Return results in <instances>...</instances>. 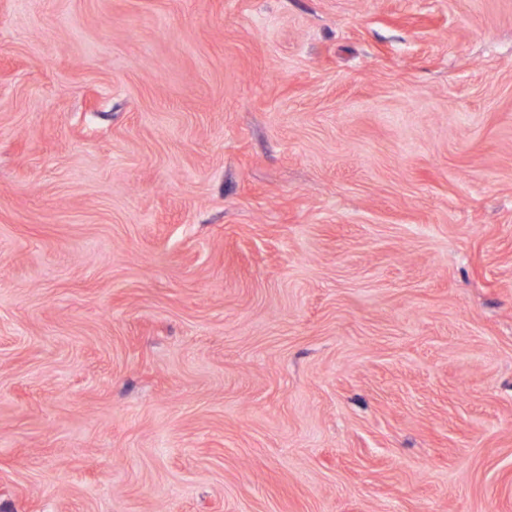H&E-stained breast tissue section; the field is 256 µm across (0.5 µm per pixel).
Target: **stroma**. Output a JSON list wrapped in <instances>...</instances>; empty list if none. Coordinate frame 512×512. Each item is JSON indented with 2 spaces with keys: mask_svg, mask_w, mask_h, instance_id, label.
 I'll return each mask as SVG.
<instances>
[{
  "mask_svg": "<svg viewBox=\"0 0 512 512\" xmlns=\"http://www.w3.org/2000/svg\"><path fill=\"white\" fill-rule=\"evenodd\" d=\"M0 512H512V0H0Z\"/></svg>",
  "mask_w": 512,
  "mask_h": 512,
  "instance_id": "obj_1",
  "label": "stroma"
}]
</instances>
